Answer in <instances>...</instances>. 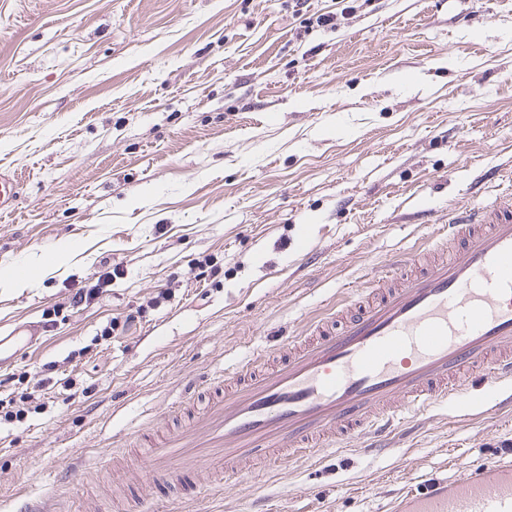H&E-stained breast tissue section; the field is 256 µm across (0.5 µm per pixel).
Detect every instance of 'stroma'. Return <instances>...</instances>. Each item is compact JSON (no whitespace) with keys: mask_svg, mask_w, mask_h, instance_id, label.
<instances>
[{"mask_svg":"<svg viewBox=\"0 0 512 512\" xmlns=\"http://www.w3.org/2000/svg\"><path fill=\"white\" fill-rule=\"evenodd\" d=\"M0 169L19 191L0 215V325L46 326L0 367L27 410L0 418V512L23 495L384 512L387 492L512 453V413L458 398L389 448L202 469L190 501L130 499L97 465L512 175V0H0Z\"/></svg>","mask_w":512,"mask_h":512,"instance_id":"35a3bbf8","label":"stroma"}]
</instances>
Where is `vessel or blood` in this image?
<instances>
[{
  "instance_id": "b4317fda",
  "label": "vessel or blood",
  "mask_w": 512,
  "mask_h": 512,
  "mask_svg": "<svg viewBox=\"0 0 512 512\" xmlns=\"http://www.w3.org/2000/svg\"><path fill=\"white\" fill-rule=\"evenodd\" d=\"M17 182L0 172V214L15 209ZM447 241L394 260L287 345L245 360L203 402L178 404L155 432L134 431L130 493L178 492L191 500L198 475H239L244 462H281L349 442L369 430L463 395L512 387V196L498 193L448 212ZM38 330H0V366ZM393 512H512V460L463 466L432 478Z\"/></svg>"
}]
</instances>
